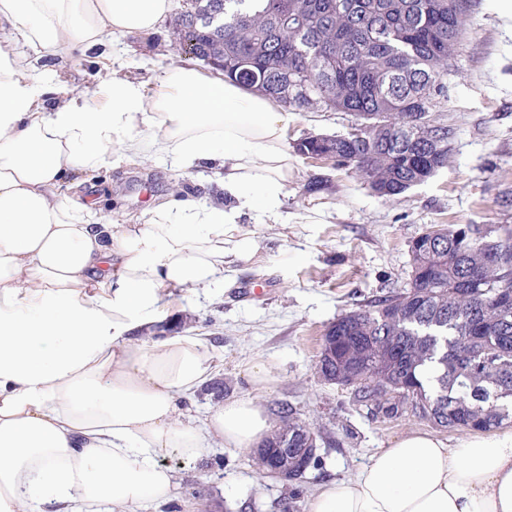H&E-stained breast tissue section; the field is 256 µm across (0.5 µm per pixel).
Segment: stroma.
Returning <instances> with one entry per match:
<instances>
[{
    "label": "stroma",
    "instance_id": "stroma-1",
    "mask_svg": "<svg viewBox=\"0 0 512 512\" xmlns=\"http://www.w3.org/2000/svg\"><path fill=\"white\" fill-rule=\"evenodd\" d=\"M184 63L166 21L156 33L122 35L97 51L74 45L52 69L56 80L75 91L113 71L150 93L159 75ZM450 69L448 100L436 114L452 132L447 167L389 200L331 162L294 155L281 222L242 216L237 229L252 240V254L226 264L223 287L175 303L173 322L209 336L212 378L224 384L223 395L205 388L189 397L183 412L201 417L220 399L251 393L248 367L261 358L274 375L262 395L267 411L292 406L327 437L320 465L298 484L302 501L289 506L284 481L256 473L248 451L217 443L204 459H169L177 487L159 512H305L306 498L323 483L357 474L392 439L433 432L431 423L407 413H370L352 388L324 382L316 364L326 326L407 288L409 244L426 228H512V0H473L471 23ZM354 121L347 112L296 111L286 143L342 134ZM80 191L117 224L168 198H224L218 169L169 160L105 165L84 178Z\"/></svg>",
    "mask_w": 512,
    "mask_h": 512
}]
</instances>
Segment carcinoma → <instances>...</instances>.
Here are the masks:
<instances>
[{
  "instance_id": "cac0c4a2",
  "label": "carcinoma",
  "mask_w": 512,
  "mask_h": 512,
  "mask_svg": "<svg viewBox=\"0 0 512 512\" xmlns=\"http://www.w3.org/2000/svg\"><path fill=\"white\" fill-rule=\"evenodd\" d=\"M186 0L173 35L182 52L224 63L220 74L288 110L349 112L370 124L334 135V163L396 199L448 165V129L432 112L469 25L459 0ZM334 54L330 76L316 60ZM296 151L319 160L313 137ZM502 253L488 261V248ZM410 286L330 323L317 369L354 389L370 412H409L443 429L490 432L512 422V229L502 236L468 226L426 229L410 242ZM481 278L468 279L472 271ZM309 425L278 411L275 437L288 454Z\"/></svg>"
}]
</instances>
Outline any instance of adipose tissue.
<instances>
[{"instance_id": "ef3b65f1", "label": "adipose tissue", "mask_w": 512, "mask_h": 512, "mask_svg": "<svg viewBox=\"0 0 512 512\" xmlns=\"http://www.w3.org/2000/svg\"><path fill=\"white\" fill-rule=\"evenodd\" d=\"M170 9L0 0V512H144L173 494L168 457L254 448L272 430L261 359L252 394L200 426L180 417L214 356L207 337L160 330L175 292L223 282L226 258L250 253L227 234L242 211L278 219L288 112L184 66L149 96L113 74L73 94L34 64L153 31ZM147 156L219 165L226 203L176 198L115 224L70 193L72 175ZM307 512H512V433L404 434L356 477L324 483Z\"/></svg>"}]
</instances>
